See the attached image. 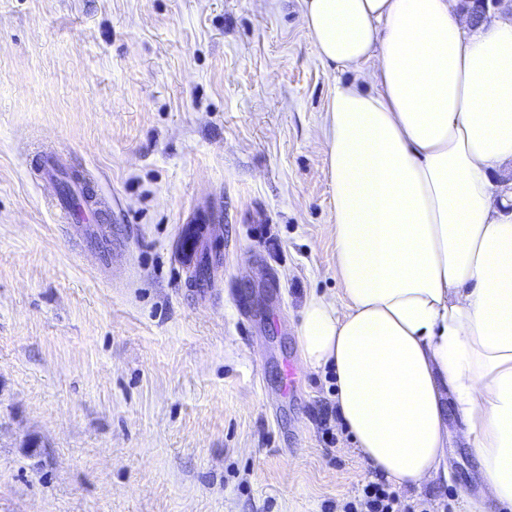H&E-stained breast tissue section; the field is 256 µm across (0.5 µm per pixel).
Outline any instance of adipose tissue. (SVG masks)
I'll return each mask as SVG.
<instances>
[{
	"label": "adipose tissue",
	"instance_id": "adipose-tissue-1",
	"mask_svg": "<svg viewBox=\"0 0 512 512\" xmlns=\"http://www.w3.org/2000/svg\"><path fill=\"white\" fill-rule=\"evenodd\" d=\"M320 57L353 71L325 114L343 295L310 296L305 364L336 373V418L402 488L448 454L442 406L512 508V15L458 0H305Z\"/></svg>",
	"mask_w": 512,
	"mask_h": 512
}]
</instances>
